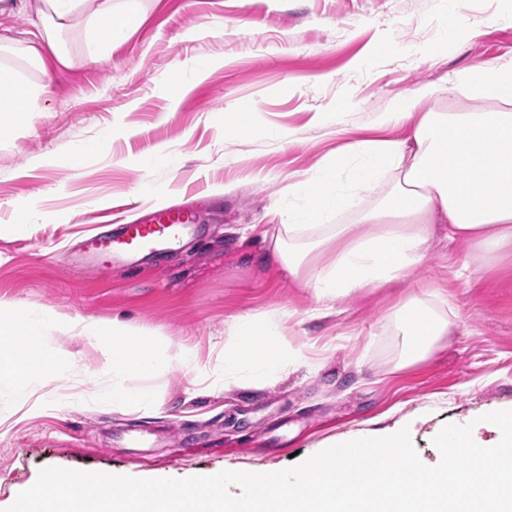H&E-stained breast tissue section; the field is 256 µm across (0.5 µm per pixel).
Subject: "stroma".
<instances>
[{"label": "stroma", "mask_w": 512, "mask_h": 512, "mask_svg": "<svg viewBox=\"0 0 512 512\" xmlns=\"http://www.w3.org/2000/svg\"><path fill=\"white\" fill-rule=\"evenodd\" d=\"M435 0H141V20L97 60L73 35L72 67L46 57L45 111L0 137V298L17 311L54 310L39 342L64 359L62 376L0 379V512L54 466L139 479L222 471L266 473L348 439L408 428L421 461L439 463L444 424L512 409V259L456 270L461 242H435L389 288L362 289L323 313L311 288L284 278L263 255L288 207L289 184L316 173L353 137L404 140L406 125L379 126L401 97L473 63L512 60V0H465L479 22L443 38ZM207 62L199 76L192 69ZM189 75L186 94L163 81ZM229 110L253 113L273 138L225 133ZM86 148L79 167L73 150ZM42 220L17 224L18 205ZM180 205L200 224L180 247L128 264L87 268L84 236L109 230L116 211L133 224ZM434 292L456 327L431 358L402 365L403 338L389 315L409 292ZM244 313L268 317L288 368L234 364L213 392L194 381L224 366L228 327ZM120 319L194 347L198 364L162 359L127 385L151 410L113 408L95 341L73 320ZM39 404L27 415L23 404Z\"/></svg>", "instance_id": "obj_1"}]
</instances>
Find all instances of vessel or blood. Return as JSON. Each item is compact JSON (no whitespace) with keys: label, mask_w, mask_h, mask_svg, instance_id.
I'll list each match as a JSON object with an SVG mask.
<instances>
[{"label":"vessel or blood","mask_w":512,"mask_h":512,"mask_svg":"<svg viewBox=\"0 0 512 512\" xmlns=\"http://www.w3.org/2000/svg\"><path fill=\"white\" fill-rule=\"evenodd\" d=\"M192 211L173 208L159 213L150 224H123L103 235L84 241L81 250L91 267H99L105 254L146 256L171 249L193 230Z\"/></svg>","instance_id":"vessel-or-blood-1"}]
</instances>
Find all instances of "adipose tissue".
Masks as SVG:
<instances>
[{"mask_svg": "<svg viewBox=\"0 0 512 512\" xmlns=\"http://www.w3.org/2000/svg\"><path fill=\"white\" fill-rule=\"evenodd\" d=\"M117 11L112 0H0V15L31 12L36 17L31 38L0 47L29 66L44 69L45 53L56 63L72 66L63 46L69 30H84L89 56H97L124 40L140 21V0H124ZM468 101L460 112H423L415 98L399 99L383 113L381 125L407 124L403 141L357 139L336 158L348 168L346 181L334 169L317 182L291 187L302 205L289 212L283 233L272 244V255L292 279L302 280L326 304L363 288H385L420 264L434 227H448L449 242L468 243L481 264L512 257V65L486 60L452 79ZM45 85L26 78L11 64L0 62V134L12 131L30 112L42 111ZM499 102L485 109L486 100ZM398 179L382 203L365 211L354 224H329L332 209L351 205L358 190L376 191L383 173ZM324 222L325 233L307 235L308 224ZM327 252L323 266L312 264L314 253ZM52 311L16 313L12 301L0 299V335L17 337L11 352L0 354V374L22 378L57 377L63 363L39 353L38 338L53 321ZM405 338V363L412 364L440 350L455 327L454 314L436 309L423 296L406 299L394 312ZM78 335L98 342L104 369L112 382V405L147 408L144 395L132 392L127 381L151 373L167 353L168 343L135 332L115 321L88 318L75 322ZM232 361L258 359L271 371L287 357L268 336L263 319L238 317L231 332Z\"/></svg>", "mask_w": 512, "mask_h": 512, "instance_id": "1", "label": "adipose tissue"}]
</instances>
